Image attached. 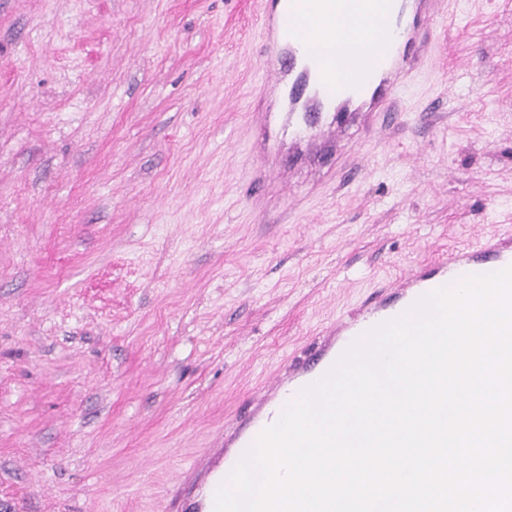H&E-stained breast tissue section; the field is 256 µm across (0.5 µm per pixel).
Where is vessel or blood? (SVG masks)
I'll use <instances>...</instances> for the list:
<instances>
[{"label":"vessel or blood","mask_w":512,"mask_h":512,"mask_svg":"<svg viewBox=\"0 0 512 512\" xmlns=\"http://www.w3.org/2000/svg\"><path fill=\"white\" fill-rule=\"evenodd\" d=\"M372 20L348 39V63L334 69L320 57L328 29L308 19H330L337 7ZM449 0H265L260 17L265 38V91L279 97L295 141H312L331 123L363 125L393 111L398 88L427 59L433 19L449 14ZM512 267V235L485 238L473 246L441 251L430 263L400 279L389 294L376 296L358 318L323 341L312 363L289 365L273 393L236 417L217 451H204L172 488L171 512H213L216 487L248 446L280 418L304 386L321 377L348 345L370 327L404 312L419 296L469 275Z\"/></svg>","instance_id":"b4317fda"}]
</instances>
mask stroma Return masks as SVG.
I'll return each instance as SVG.
<instances>
[{"label":"stroma","mask_w":512,"mask_h":512,"mask_svg":"<svg viewBox=\"0 0 512 512\" xmlns=\"http://www.w3.org/2000/svg\"><path fill=\"white\" fill-rule=\"evenodd\" d=\"M453 2L395 119L286 173L259 0H0V512H164L340 321L512 233V0Z\"/></svg>","instance_id":"1"}]
</instances>
